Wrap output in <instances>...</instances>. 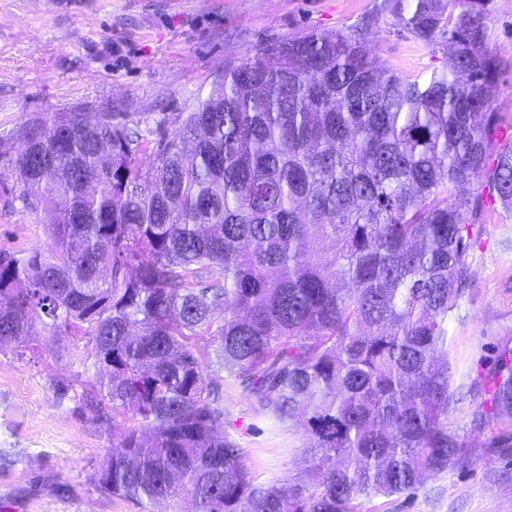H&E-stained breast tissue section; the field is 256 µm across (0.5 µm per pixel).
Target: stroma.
<instances>
[{"instance_id":"stroma-1","label":"stroma","mask_w":512,"mask_h":512,"mask_svg":"<svg viewBox=\"0 0 512 512\" xmlns=\"http://www.w3.org/2000/svg\"><path fill=\"white\" fill-rule=\"evenodd\" d=\"M374 0H0V251L25 256L47 242L43 213L18 197V127L44 112H116L145 138L173 132L225 60L271 40L334 32ZM371 55L403 70L444 69L385 16ZM473 283L448 322V427L470 445L464 466L426 476L412 494L376 497L362 512H512V447H494L512 418L474 428L470 382L512 349V222L484 225ZM93 344L39 330L0 348V512H168L105 492L99 477L136 425L99 402ZM224 434L260 483L287 485L310 442L260 414L253 394L224 381Z\"/></svg>"}]
</instances>
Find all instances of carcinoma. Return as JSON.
Listing matches in <instances>:
<instances>
[{"instance_id": "carcinoma-1", "label": "carcinoma", "mask_w": 512, "mask_h": 512, "mask_svg": "<svg viewBox=\"0 0 512 512\" xmlns=\"http://www.w3.org/2000/svg\"><path fill=\"white\" fill-rule=\"evenodd\" d=\"M492 5L381 0L227 61L154 141L149 172L114 112L18 128L20 197L54 209L46 249L0 251V346L39 325L91 337L102 400L139 417L105 491L193 512H361L466 459L436 361L481 228L512 220ZM385 14L451 69L368 58ZM226 375L280 428L303 419L311 454L289 488L257 483L224 437ZM492 378L476 428L512 417L511 349Z\"/></svg>"}]
</instances>
